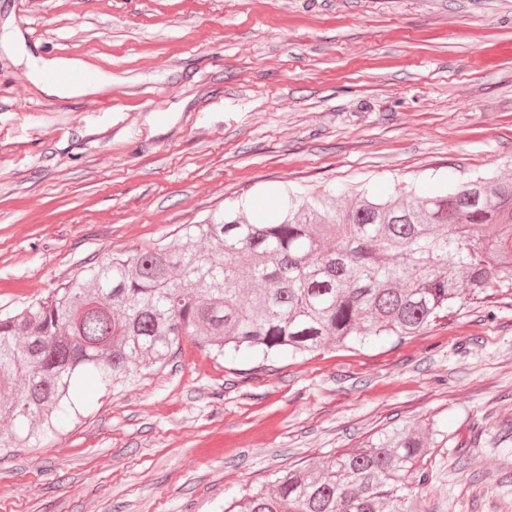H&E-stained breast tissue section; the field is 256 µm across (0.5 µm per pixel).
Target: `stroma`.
Segmentation results:
<instances>
[{
  "label": "stroma",
  "instance_id": "obj_1",
  "mask_svg": "<svg viewBox=\"0 0 512 512\" xmlns=\"http://www.w3.org/2000/svg\"><path fill=\"white\" fill-rule=\"evenodd\" d=\"M0 313L230 203L512 174V0H0ZM75 60L50 94L34 60ZM40 445L0 512H224L392 423L435 424L424 512H512V289L405 342L297 358L183 340ZM465 466H458L459 457Z\"/></svg>",
  "mask_w": 512,
  "mask_h": 512
}]
</instances>
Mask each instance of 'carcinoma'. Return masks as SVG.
I'll return each mask as SVG.
<instances>
[{"label":"carcinoma","mask_w":512,"mask_h":512,"mask_svg":"<svg viewBox=\"0 0 512 512\" xmlns=\"http://www.w3.org/2000/svg\"><path fill=\"white\" fill-rule=\"evenodd\" d=\"M512 286V176L398 189L385 202L288 196L275 222L229 208L175 240L118 253L0 315V416L40 439L75 408L77 381L109 390L192 338L267 360L367 336H416L467 301ZM448 435L394 425L290 469L225 512H422L412 489Z\"/></svg>","instance_id":"obj_1"}]
</instances>
